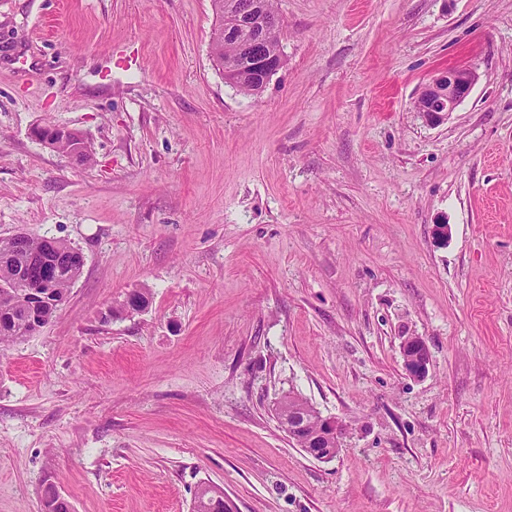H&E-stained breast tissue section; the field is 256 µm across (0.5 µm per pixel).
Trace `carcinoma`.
<instances>
[{"instance_id": "1", "label": "carcinoma", "mask_w": 512, "mask_h": 512, "mask_svg": "<svg viewBox=\"0 0 512 512\" xmlns=\"http://www.w3.org/2000/svg\"><path fill=\"white\" fill-rule=\"evenodd\" d=\"M212 6L216 18L224 21V25L218 24L211 29L216 45L210 54L220 67L228 59L242 58L240 42L248 39L250 32L237 18L224 15V0H212ZM235 88L246 95H257L263 90L261 79L248 68L237 73ZM31 254L49 255L59 262L57 277L52 284V293L59 300L66 299L70 287L82 273L79 250L63 240L30 236L27 250L17 252L13 249L12 238H0V259L10 256L6 264H0V282L5 285L0 288L1 344L29 336L33 319L45 326L50 324L58 311V306L53 303H30L27 292L36 287L41 277V269L29 263ZM195 498L198 504L193 507V512H224V495L208 484L198 486ZM41 512H72V507L69 501L59 499L56 486L49 483L41 498Z\"/></svg>"}]
</instances>
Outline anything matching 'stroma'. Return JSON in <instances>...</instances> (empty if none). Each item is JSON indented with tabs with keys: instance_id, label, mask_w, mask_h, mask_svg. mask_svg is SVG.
<instances>
[{
	"instance_id": "35a3bbf8",
	"label": "stroma",
	"mask_w": 512,
	"mask_h": 512,
	"mask_svg": "<svg viewBox=\"0 0 512 512\" xmlns=\"http://www.w3.org/2000/svg\"><path fill=\"white\" fill-rule=\"evenodd\" d=\"M276 7L286 63L246 96L211 0H0V237L84 257L0 345V512L48 482L72 512H191L202 481L231 512H512V0ZM462 65L447 121L414 112ZM291 392L343 422L331 461L282 429ZM479 78V73L471 67H451L438 72L420 89V102L415 111L433 122L447 119L470 95ZM43 128L42 127H38L36 129L33 130V134L36 138H38L39 140H41L42 142H44L46 145H48L49 147L51 148H54L67 154V155H70L71 154V151L73 149V142L71 141H57V145L54 143L55 139L57 137H59L61 140H65V139H69L71 136H76L78 139H80L81 141V144H79V147L77 148L76 151H73L72 154H75V155H80L81 152L83 151H87V154H88V146H87V143L85 142V140L80 137L79 135H77L76 133L72 132L71 130H68V129H65V128H62V127H53L52 128V133H53V138H45L43 137L42 135V130ZM56 145V146H55ZM403 367L412 378H424L430 369L431 356L427 344L419 336H406L401 341Z\"/></svg>"
}]
</instances>
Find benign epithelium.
<instances>
[{
	"label": "benign epithelium",
	"mask_w": 512,
	"mask_h": 512,
	"mask_svg": "<svg viewBox=\"0 0 512 512\" xmlns=\"http://www.w3.org/2000/svg\"><path fill=\"white\" fill-rule=\"evenodd\" d=\"M227 7L239 21L253 31V36L246 48V59L250 68L260 74L267 83L283 66V59L268 56L259 51L270 30L283 27V19L278 14H269L260 8L259 0H228ZM479 81V73L471 67H451L438 72L429 83L420 89V102L416 110L434 122L448 118L455 109L470 95ZM123 315H133L146 310L140 291H132L122 300ZM403 367L406 374L414 379L425 377L430 369L431 356L427 344L419 336H406L401 341ZM295 405L288 407L284 416L288 438L298 448L323 449L319 460L329 461L339 452L340 443L345 432L341 421L334 417H324L319 412L297 413L302 406L301 397L292 395ZM319 422L320 429H310V421Z\"/></svg>",
	"instance_id": "obj_1"
}]
</instances>
